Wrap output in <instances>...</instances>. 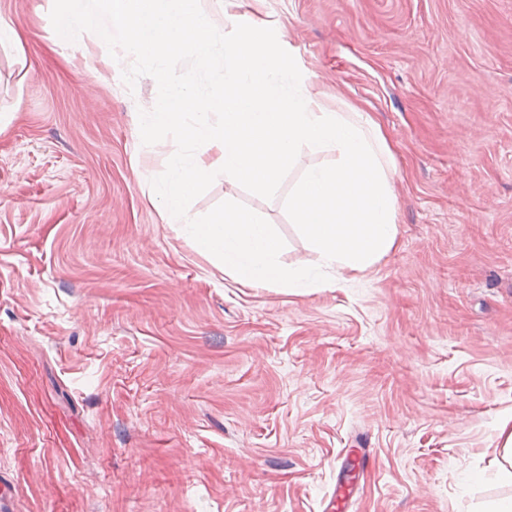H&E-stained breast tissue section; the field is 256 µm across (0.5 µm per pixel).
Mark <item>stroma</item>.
<instances>
[{
    "mask_svg": "<svg viewBox=\"0 0 512 512\" xmlns=\"http://www.w3.org/2000/svg\"><path fill=\"white\" fill-rule=\"evenodd\" d=\"M53 0H0V512H489L512 417V0H200L287 30L331 107L390 140L397 238L301 294L224 275L151 200L152 77ZM217 178L318 255L284 201Z\"/></svg>",
    "mask_w": 512,
    "mask_h": 512,
    "instance_id": "1",
    "label": "stroma"
}]
</instances>
